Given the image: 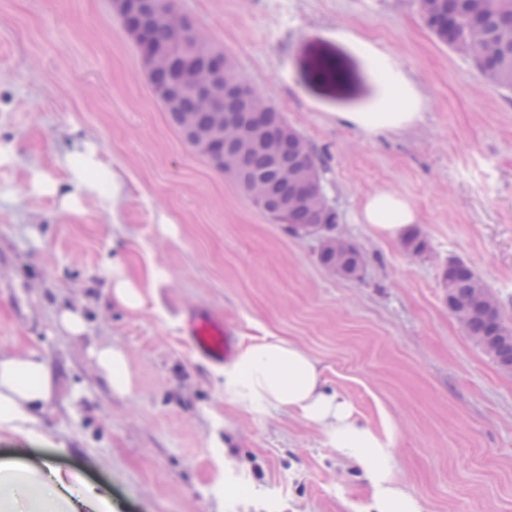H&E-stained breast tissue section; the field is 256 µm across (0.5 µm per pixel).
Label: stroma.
Listing matches in <instances>:
<instances>
[{
	"mask_svg": "<svg viewBox=\"0 0 512 512\" xmlns=\"http://www.w3.org/2000/svg\"><path fill=\"white\" fill-rule=\"evenodd\" d=\"M177 3L309 143L365 266L331 275L316 239L186 143L112 0H0V144L14 154L0 165V353L40 351L56 377L41 437L0 433V458L53 461L112 512H370L371 482L319 429L225 396L223 367L182 333L199 311L314 356L390 441L393 477L423 512H512V375L467 336L444 283L449 262L466 263L512 323V91L439 43L418 0ZM321 56L343 84L316 80ZM344 112L416 118L371 136ZM78 137L99 174H116L114 206L73 185ZM36 172L78 208L32 192ZM380 192L415 210L423 253L363 223ZM116 259L134 282L160 276L139 311L109 300ZM64 307L83 310V335L61 331ZM112 344L134 379L123 396L91 355Z\"/></svg>",
	"mask_w": 512,
	"mask_h": 512,
	"instance_id": "stroma-1",
	"label": "stroma"
}]
</instances>
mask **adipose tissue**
<instances>
[{
	"mask_svg": "<svg viewBox=\"0 0 512 512\" xmlns=\"http://www.w3.org/2000/svg\"><path fill=\"white\" fill-rule=\"evenodd\" d=\"M361 214L364 223L391 235L416 220L408 204L385 192L368 197ZM111 283L112 304L127 311L140 310L152 290L129 280L117 260ZM94 356L112 393L127 394L133 378L123 349L105 345ZM224 390L238 404L285 408L319 428L329 447L352 459L371 479L374 512H421L391 476L385 439L356 418L346 398L326 388L318 361L296 343L270 336L242 347L224 376ZM54 393V371L40 352L0 355V433L38 435L39 412ZM0 512H112V506L94 486L66 482L53 464L32 471L5 459L0 460Z\"/></svg>",
	"mask_w": 512,
	"mask_h": 512,
	"instance_id": "ef3b65f1",
	"label": "adipose tissue"
}]
</instances>
